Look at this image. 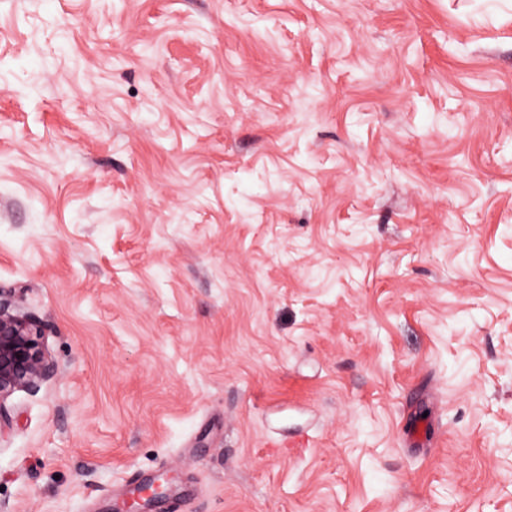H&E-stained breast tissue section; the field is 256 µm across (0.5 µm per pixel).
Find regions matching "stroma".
<instances>
[{"label": "stroma", "instance_id": "stroma-1", "mask_svg": "<svg viewBox=\"0 0 512 512\" xmlns=\"http://www.w3.org/2000/svg\"><path fill=\"white\" fill-rule=\"evenodd\" d=\"M0 512H512V0H0ZM36 318L20 314L0 294V429L9 424L6 400L15 390L37 391L55 373Z\"/></svg>", "mask_w": 512, "mask_h": 512}]
</instances>
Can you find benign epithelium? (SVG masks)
Instances as JSON below:
<instances>
[{
	"label": "benign epithelium",
	"instance_id": "obj_1",
	"mask_svg": "<svg viewBox=\"0 0 512 512\" xmlns=\"http://www.w3.org/2000/svg\"><path fill=\"white\" fill-rule=\"evenodd\" d=\"M54 373L40 321L0 299V423L9 424L4 400L17 389L38 390Z\"/></svg>",
	"mask_w": 512,
	"mask_h": 512
}]
</instances>
